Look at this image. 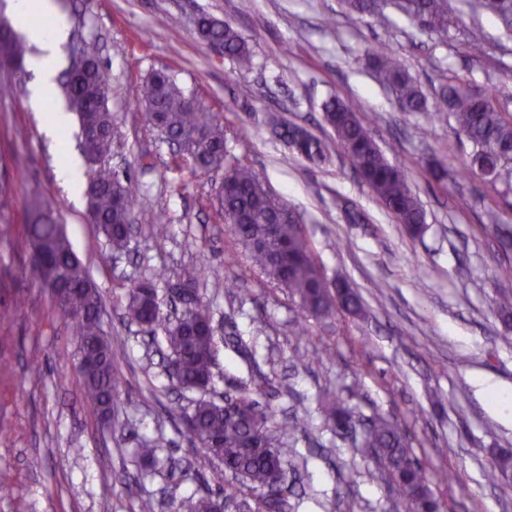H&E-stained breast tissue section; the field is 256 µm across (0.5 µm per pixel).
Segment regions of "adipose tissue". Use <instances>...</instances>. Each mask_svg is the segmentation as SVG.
<instances>
[{
    "label": "adipose tissue",
    "mask_w": 512,
    "mask_h": 512,
    "mask_svg": "<svg viewBox=\"0 0 512 512\" xmlns=\"http://www.w3.org/2000/svg\"><path fill=\"white\" fill-rule=\"evenodd\" d=\"M12 12L17 19L29 16L51 18L50 27H28L27 33L36 48L31 58L32 65L39 72V82L35 86L31 105L43 115L44 128L51 136H59L68 127L69 117L61 111L51 110L56 91L57 67L62 46L69 38L70 26L67 17L59 12L53 0H12Z\"/></svg>",
    "instance_id": "obj_1"
}]
</instances>
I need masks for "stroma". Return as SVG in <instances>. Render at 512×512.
I'll return each mask as SVG.
<instances>
[{"label": "stroma", "instance_id": "obj_1", "mask_svg": "<svg viewBox=\"0 0 512 512\" xmlns=\"http://www.w3.org/2000/svg\"><path fill=\"white\" fill-rule=\"evenodd\" d=\"M70 21L67 49H81L108 76L116 141L108 159L130 179L139 230L112 253L56 178V164L76 151L74 136L51 142L31 110L32 71L0 67V512H139L150 498L174 512L184 495H218L223 466L193 471L196 448L172 406L220 400L239 383L267 379L262 405L277 424L296 422L295 512H403L383 466L355 448L351 435L326 427L319 399L336 393L358 416L398 426L446 512H512V483H488L501 450L512 451V329L497 314L512 280L501 266L493 225L512 228V194L460 162L472 144L437 111H399L372 77L367 55L388 45L436 108L449 78L494 92L512 115V37L469 0H449L455 25L445 38L421 31L393 7L363 17L343 0H56ZM206 12L230 22L253 61L242 71L214 56L192 25ZM179 17V30L165 23ZM481 27L483 55L467 49ZM167 67L177 83L219 115L231 160L252 167L302 220L328 281L349 280L364 309L328 317L304 314L297 300L259 268L224 222L223 171L197 169L173 151L140 102L149 73ZM353 105L385 158L407 176L427 217L421 234L399 224L353 170L324 119L331 98ZM323 140L331 161L316 166L272 134L270 116ZM444 160L438 182L429 162ZM24 171L25 180L15 178ZM60 213L73 249L103 298V329L123 382L111 426L85 400L76 338L33 275L23 224L32 199ZM366 215L362 224L347 210ZM165 238L149 231L156 217ZM193 269L213 311L219 346L214 380L186 392L164 369L160 337L123 316L127 290L162 271ZM221 279L222 289L211 280ZM153 440L172 469L143 470L135 450Z\"/></svg>", "mask_w": 512, "mask_h": 512}]
</instances>
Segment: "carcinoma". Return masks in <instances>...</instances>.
Masks as SVG:
<instances>
[{
	"mask_svg": "<svg viewBox=\"0 0 512 512\" xmlns=\"http://www.w3.org/2000/svg\"><path fill=\"white\" fill-rule=\"evenodd\" d=\"M478 6L496 17L506 33L512 34V0H477ZM397 8L419 29L448 34V0H394ZM349 10L372 16L379 0H346ZM198 38L219 43L224 56L241 69L252 66V51L247 40L228 22L207 13L198 14ZM31 51L24 38L7 23H0V64L22 66ZM377 81L395 96L402 112H428L426 99L409 76L402 62L382 45L368 57ZM67 110L77 115L84 159L91 167L93 188L87 197L90 223L103 234L112 250L126 247V216L133 208V193L103 159L112 150L114 124L107 102L106 78L99 62L89 58L79 78L63 84ZM142 101L167 135L181 145V156L196 168H224L219 198L224 217L240 225L239 241L248 250L252 263L277 281L295 297L300 309L312 315H329L337 309L356 315L362 310L359 295L344 281L329 284L301 221L288 206L273 195L262 177L251 167L227 160L223 124L217 114L206 111L187 96L166 70L155 71L145 80ZM437 112L449 113L456 134L474 147L468 159L471 169L495 184L512 191V117L508 118L493 103V94L474 95L461 81L448 83ZM324 118L336 133L338 146L351 161L362 180L394 215L412 231L425 224L423 208L402 170L384 157L371 131L357 113L338 99L323 106ZM273 133L292 144L297 154L318 163L328 161L327 146L300 125L271 118ZM24 224L31 252V270L46 288L56 309L71 321L80 355L84 395L104 422L112 421L120 381L113 365L112 344L105 337L100 309L101 295L87 269L73 250L60 224L57 212L34 202ZM169 287L189 283L193 292L186 298L179 316L165 315L158 294L141 286L129 289L126 316L150 330H164L163 340L170 351L167 372L185 391H195L211 383L216 361L217 341L212 332V311L200 301L196 280L183 268L165 275ZM264 379L254 387H244L234 399L219 405L211 400L196 401L180 417L199 452L194 469L202 473L214 462L224 466L233 482L217 497L191 494L182 498L178 512H215L229 499L240 512H291L295 485L288 474L296 471L295 449L274 429V413L261 405ZM326 423L332 428L354 432L359 420L327 392L321 398ZM382 460L404 496H416L415 509L436 512L441 503L433 495L426 474L407 448L405 437L383 419L372 422L356 444ZM512 469V454L503 451L494 462L490 480Z\"/></svg>",
	"mask_w": 512,
	"mask_h": 512,
	"instance_id": "carcinoma-1",
	"label": "carcinoma"
}]
</instances>
